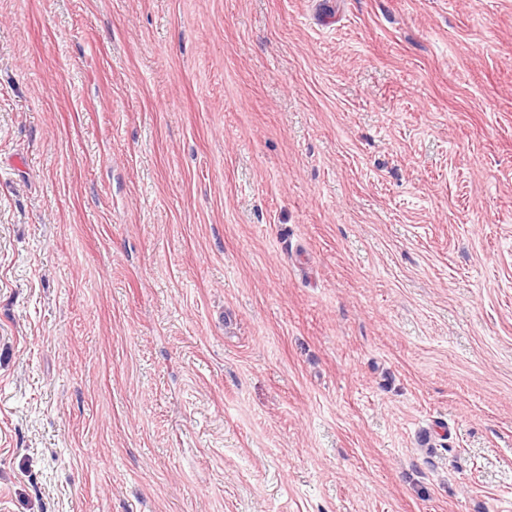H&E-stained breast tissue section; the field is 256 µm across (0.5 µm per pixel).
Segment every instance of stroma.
<instances>
[{"label":"stroma","mask_w":512,"mask_h":512,"mask_svg":"<svg viewBox=\"0 0 512 512\" xmlns=\"http://www.w3.org/2000/svg\"><path fill=\"white\" fill-rule=\"evenodd\" d=\"M0 512H512V0H0Z\"/></svg>","instance_id":"35a3bbf8"}]
</instances>
